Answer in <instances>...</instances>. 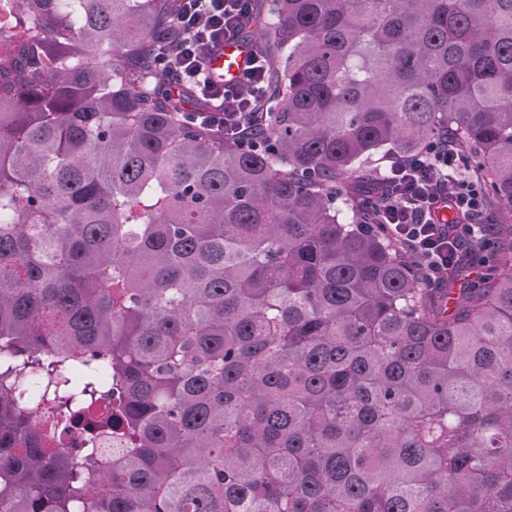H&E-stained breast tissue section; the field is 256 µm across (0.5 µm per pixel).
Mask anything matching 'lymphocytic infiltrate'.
<instances>
[{"label": "lymphocytic infiltrate", "instance_id": "1", "mask_svg": "<svg viewBox=\"0 0 512 512\" xmlns=\"http://www.w3.org/2000/svg\"><path fill=\"white\" fill-rule=\"evenodd\" d=\"M250 7L251 0H185L178 18L183 38L159 55L166 92L178 97L190 85L206 103L202 109L186 105L188 120L232 136L248 119L249 106L262 95L269 62L250 54L241 75L231 83L214 75L209 64L219 46L239 36L250 20ZM455 164L446 142L439 140L417 155L393 161L386 172L392 193L383 226L434 276L475 232L471 224L438 223V215L451 205L473 214L483 207L477 183L449 181L448 170Z\"/></svg>", "mask_w": 512, "mask_h": 512}]
</instances>
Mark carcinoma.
I'll use <instances>...</instances> for the list:
<instances>
[{
	"mask_svg": "<svg viewBox=\"0 0 512 512\" xmlns=\"http://www.w3.org/2000/svg\"><path fill=\"white\" fill-rule=\"evenodd\" d=\"M12 3L0 512H512V0L253 7L248 140L160 88L182 0ZM442 132L497 222L432 288L372 163ZM77 400L112 463L49 447Z\"/></svg>",
	"mask_w": 512,
	"mask_h": 512,
	"instance_id": "carcinoma-1",
	"label": "carcinoma"
}]
</instances>
